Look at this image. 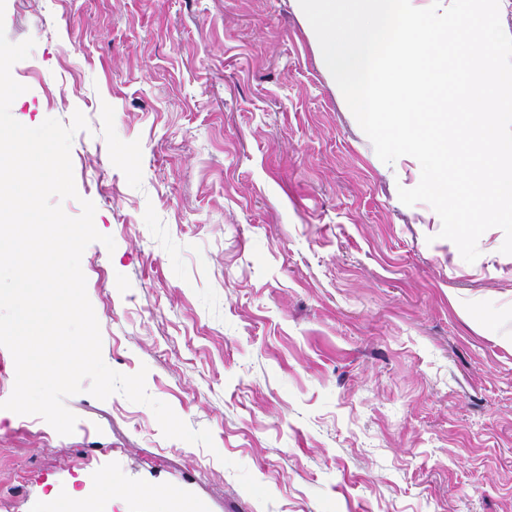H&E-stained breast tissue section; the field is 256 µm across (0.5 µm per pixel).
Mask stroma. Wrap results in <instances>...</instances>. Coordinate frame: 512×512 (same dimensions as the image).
Here are the masks:
<instances>
[{
    "mask_svg": "<svg viewBox=\"0 0 512 512\" xmlns=\"http://www.w3.org/2000/svg\"><path fill=\"white\" fill-rule=\"evenodd\" d=\"M20 123L72 141L114 250L81 259L102 358L213 448L115 394L66 398L72 434L0 408V505L50 492L112 512H512V255L466 263L421 176L382 162L295 0H5ZM467 301L461 316L453 298ZM241 464L272 494L241 486Z\"/></svg>",
    "mask_w": 512,
    "mask_h": 512,
    "instance_id": "stroma-1",
    "label": "stroma"
}]
</instances>
